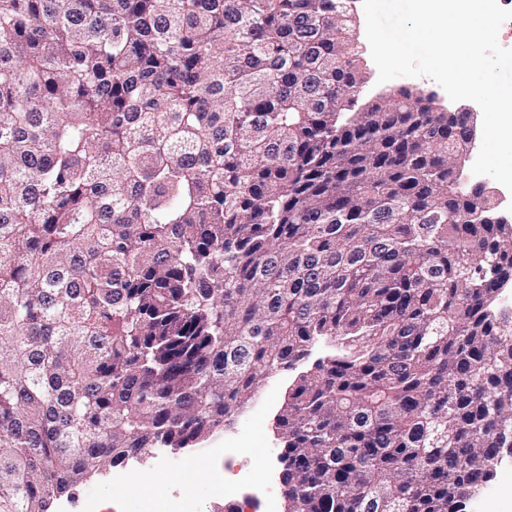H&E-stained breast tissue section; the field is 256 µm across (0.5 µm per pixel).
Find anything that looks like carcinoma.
<instances>
[{
  "label": "carcinoma",
  "instance_id": "obj_1",
  "mask_svg": "<svg viewBox=\"0 0 512 512\" xmlns=\"http://www.w3.org/2000/svg\"><path fill=\"white\" fill-rule=\"evenodd\" d=\"M350 0H0V512L280 419L288 512H461L512 430L471 134L364 84Z\"/></svg>",
  "mask_w": 512,
  "mask_h": 512
}]
</instances>
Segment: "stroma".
I'll use <instances>...</instances> for the list:
<instances>
[{
  "label": "stroma",
  "mask_w": 512,
  "mask_h": 512,
  "mask_svg": "<svg viewBox=\"0 0 512 512\" xmlns=\"http://www.w3.org/2000/svg\"><path fill=\"white\" fill-rule=\"evenodd\" d=\"M355 16L353 35L361 51V68L367 75L363 101L375 103L380 97L397 94L400 88L413 87L425 93H436L440 104L456 109V102L450 101L445 91L430 78L401 77L379 82L378 70L366 37L363 9H356ZM296 376V371H283L253 390L249 402L232 423L225 425L223 432L205 441L204 448L209 452L206 460L208 467L217 466L233 473L243 468L272 478L278 477L281 470L278 456L282 451L279 415L288 398V387ZM244 429L249 430L250 440L233 455H221L220 447L235 440ZM194 456V451L189 450L177 455L161 454L143 463L115 467L112 472L77 486L73 498L67 501L68 512H107L102 508L107 501L113 504L108 512H171L172 505L182 502L188 503L191 512H222L228 505L243 506L244 494L227 496L207 480L190 481L189 463ZM136 473L151 481V496L128 499L122 480Z\"/></svg>",
  "instance_id": "35a3bbf8"
}]
</instances>
